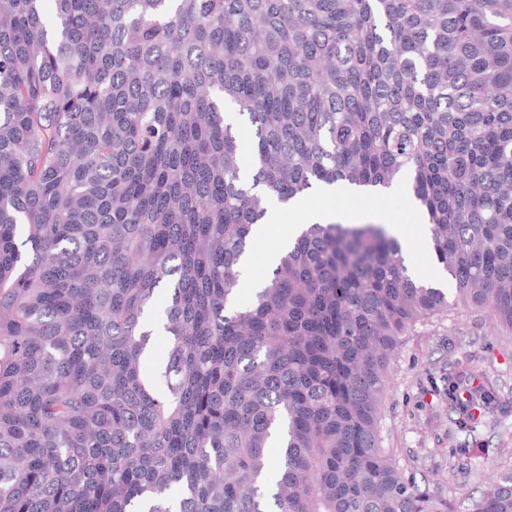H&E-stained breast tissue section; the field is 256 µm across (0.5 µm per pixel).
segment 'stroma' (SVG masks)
Masks as SVG:
<instances>
[{
	"label": "stroma",
	"instance_id": "35a3bbf8",
	"mask_svg": "<svg viewBox=\"0 0 512 512\" xmlns=\"http://www.w3.org/2000/svg\"><path fill=\"white\" fill-rule=\"evenodd\" d=\"M368 208L375 221L418 239L422 223L404 186L372 197ZM458 375L494 396L493 409L463 426L447 390L449 377ZM381 426L383 445L407 479L453 499L455 512H476L489 483L512 470V339L474 307L418 324L390 363Z\"/></svg>",
	"mask_w": 512,
	"mask_h": 512
}]
</instances>
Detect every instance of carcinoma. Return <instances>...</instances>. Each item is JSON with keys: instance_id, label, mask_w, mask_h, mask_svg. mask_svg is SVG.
Returning <instances> with one entry per match:
<instances>
[{"instance_id": "1", "label": "carcinoma", "mask_w": 512, "mask_h": 512, "mask_svg": "<svg viewBox=\"0 0 512 512\" xmlns=\"http://www.w3.org/2000/svg\"><path fill=\"white\" fill-rule=\"evenodd\" d=\"M405 176L453 300L315 223L231 306L269 200ZM452 304L512 332V0H0V512H453L380 430Z\"/></svg>"}]
</instances>
